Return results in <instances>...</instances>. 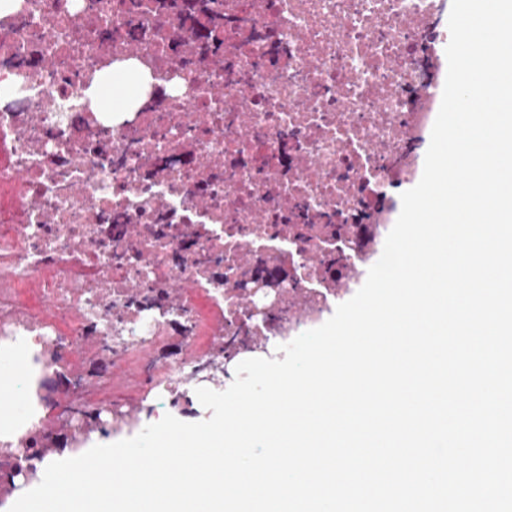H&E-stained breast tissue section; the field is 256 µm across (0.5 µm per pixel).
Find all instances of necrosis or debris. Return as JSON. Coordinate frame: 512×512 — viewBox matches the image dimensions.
<instances>
[{
	"label": "necrosis or debris",
	"instance_id": "4bbe7bcc",
	"mask_svg": "<svg viewBox=\"0 0 512 512\" xmlns=\"http://www.w3.org/2000/svg\"><path fill=\"white\" fill-rule=\"evenodd\" d=\"M444 0H19L0 14V358L9 471L196 413L199 371L316 328L381 256L437 117ZM135 61L130 112L97 75ZM141 74L126 66H112L87 91L92 104L101 112H125L140 100ZM141 418H142L141 424L138 427H136V428L129 429V430L125 429L122 432L117 433V434L112 432V428H107V433L105 435H103L101 433H96L87 442L83 443L78 448H74L72 446H67L69 444V440L67 439V437H64L62 439V441L56 446V447H62V449L58 450L57 453H62L65 450H70V451H72L74 453H78L83 448H89V446H91L97 440L102 439V438H110V437H112L113 443L117 442L119 440H122V439L131 438V437L137 435L138 433H140L145 426H147L149 424H152V423H156V421H157L154 417L149 419L146 416L145 413L141 414ZM64 445L67 446V447L63 448V447H65Z\"/></svg>",
	"mask_w": 512,
	"mask_h": 512
}]
</instances>
